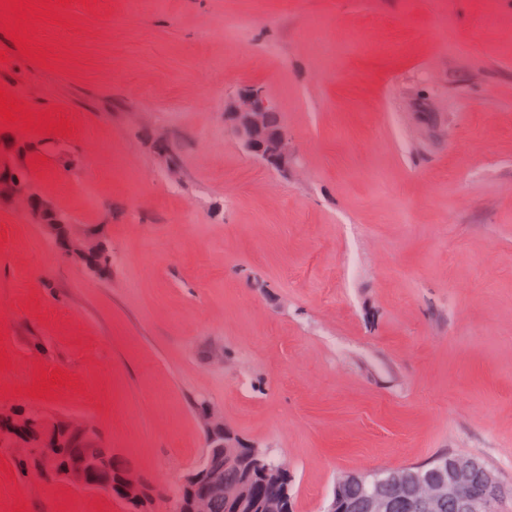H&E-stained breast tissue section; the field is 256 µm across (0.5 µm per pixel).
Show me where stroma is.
<instances>
[{"label": "stroma", "mask_w": 512, "mask_h": 512, "mask_svg": "<svg viewBox=\"0 0 512 512\" xmlns=\"http://www.w3.org/2000/svg\"><path fill=\"white\" fill-rule=\"evenodd\" d=\"M0 50L31 115L0 120V177L112 251L94 275L0 199L1 407L173 486L209 404L293 512L443 453L512 492V0H0ZM248 86L288 173L224 128ZM0 512L125 507L0 447Z\"/></svg>", "instance_id": "35a3bbf8"}]
</instances>
